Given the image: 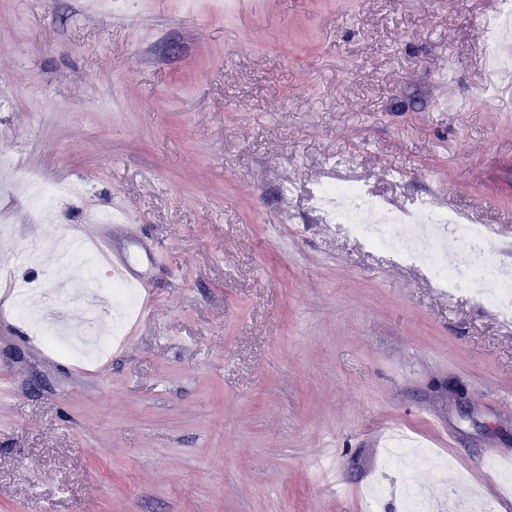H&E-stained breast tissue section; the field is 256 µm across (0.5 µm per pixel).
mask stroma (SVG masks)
<instances>
[{
  "mask_svg": "<svg viewBox=\"0 0 512 512\" xmlns=\"http://www.w3.org/2000/svg\"><path fill=\"white\" fill-rule=\"evenodd\" d=\"M0 0V265L40 277L90 212L153 294L79 361L0 322V512H401L402 429L429 496L512 512V316L367 246L313 202L356 184L500 236L512 265V38L492 0ZM78 191L52 221L20 193ZM335 451V484L313 459Z\"/></svg>",
  "mask_w": 512,
  "mask_h": 512,
  "instance_id": "35a3bbf8",
  "label": "stroma"
}]
</instances>
